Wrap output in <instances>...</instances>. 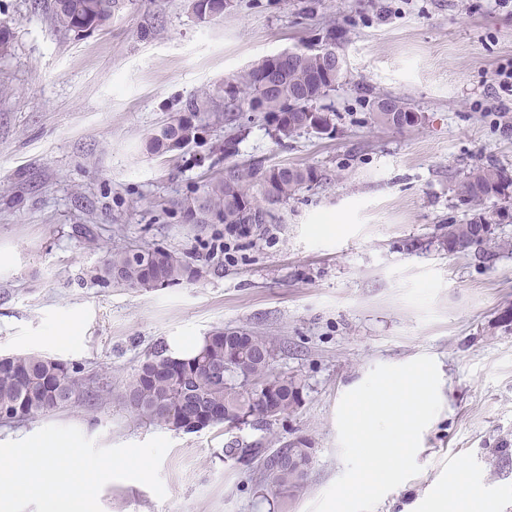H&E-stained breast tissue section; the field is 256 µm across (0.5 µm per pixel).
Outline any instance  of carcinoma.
<instances>
[{
  "label": "carcinoma",
  "mask_w": 512,
  "mask_h": 512,
  "mask_svg": "<svg viewBox=\"0 0 512 512\" xmlns=\"http://www.w3.org/2000/svg\"><path fill=\"white\" fill-rule=\"evenodd\" d=\"M225 0H192L193 14L200 20L224 15ZM125 0H54L55 26L79 32L99 30L112 24V17ZM336 44L305 54L265 56L227 82L229 96L238 111L246 110L273 127L278 138H288L302 130L320 133L312 124L319 110L323 121L334 127L336 113L317 102L326 97L344 77L331 55ZM381 122L403 127L408 103L374 96L368 99ZM196 127L182 121L162 130L160 140L181 146L196 139ZM322 181L312 167L251 164L225 168L224 176L203 185L192 196L178 201V207L194 224H252L265 228L274 220L254 218L265 205H281L306 188ZM461 201L481 208L497 198L512 201V173L490 165L472 167L460 186ZM504 205L491 213L480 212L465 224L448 225V244L465 243L491 259L502 250H512V241L478 234L481 224H499L507 218ZM200 276L176 251L129 245L106 251L92 278L116 288H157L191 283ZM279 346L268 337L253 332L217 330L205 337L191 358L173 359L158 351L148 368H139L125 385L122 398L136 414L176 431L195 432L199 428L231 424H273V418L287 414L302 399L305 382L296 375L274 368ZM92 380L79 376L68 363L39 353H16L0 362V413L16 422L35 421L76 404L74 395L100 397ZM231 455L247 453L265 456L269 472L260 481V490L275 496L298 492L304 487L311 463L310 449L303 443H287L266 453L248 444L226 449Z\"/></svg>",
  "instance_id": "1"
}]
</instances>
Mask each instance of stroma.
<instances>
[{"instance_id": "1", "label": "stroma", "mask_w": 512, "mask_h": 512, "mask_svg": "<svg viewBox=\"0 0 512 512\" xmlns=\"http://www.w3.org/2000/svg\"><path fill=\"white\" fill-rule=\"evenodd\" d=\"M11 51L0 58V356L39 352L108 381L111 394L33 421L0 423V443L47 425L98 446L170 440L158 498L136 481L100 492L103 512H308L344 473L342 396L379 365L432 357L440 412L423 431L421 471L375 512H425L463 480L512 512V251L489 263L448 250L469 221L457 187L469 168L512 170V95L493 71L512 59V7L494 0H232L197 20L189 0H125L110 27L56 28L50 0H0ZM335 40L345 74L324 103L327 135L277 140L248 112H226L224 82L254 61ZM402 99L423 122L379 123L364 90ZM198 139L154 151L201 91ZM239 140L224 157L228 136ZM311 166L319 186L279 206L265 231L212 256L220 224L186 223L177 203L228 163ZM338 223L336 232L318 227ZM90 228L92 247L81 235ZM164 247L200 271L147 289L95 282L106 248ZM276 337L277 370L301 377L298 407L271 427L175 431L140 419L119 393L172 336L217 329ZM311 450L303 489L263 500L260 464L231 442Z\"/></svg>"}]
</instances>
